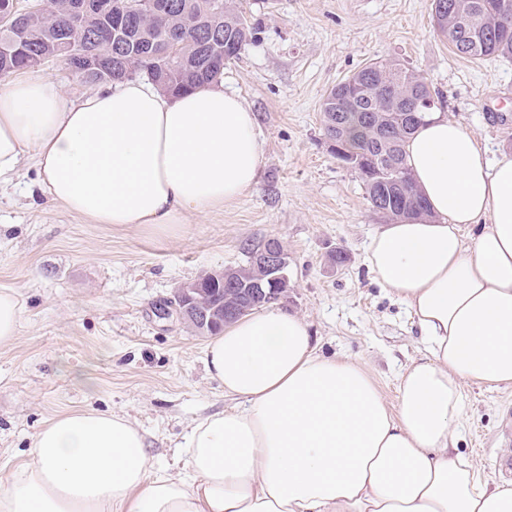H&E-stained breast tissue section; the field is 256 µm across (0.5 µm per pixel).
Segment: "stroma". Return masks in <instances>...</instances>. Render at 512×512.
I'll return each instance as SVG.
<instances>
[{
    "instance_id": "stroma-1",
    "label": "stroma",
    "mask_w": 512,
    "mask_h": 512,
    "mask_svg": "<svg viewBox=\"0 0 512 512\" xmlns=\"http://www.w3.org/2000/svg\"><path fill=\"white\" fill-rule=\"evenodd\" d=\"M259 22L224 69V89L253 113L264 144L254 191L189 218L180 233L95 224L32 199L24 158L0 188V288L20 289L17 340L0 346V478L25 460L42 425L70 409L127 416L159 465L172 464L189 423L231 408L204 363L207 337L170 312L174 291L245 264L277 239L288 254L280 309L304 318L320 353L360 360L388 403L398 377L424 355L407 310L378 284L366 249L381 217L354 172L330 154L324 94L366 63L396 59L426 77L449 120L488 155L512 151V60L454 53L431 23V0H243ZM348 255L336 265L330 255ZM458 448L491 478L511 481L512 387L468 385Z\"/></svg>"
}]
</instances>
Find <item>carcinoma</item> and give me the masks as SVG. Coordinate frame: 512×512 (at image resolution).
<instances>
[{"mask_svg":"<svg viewBox=\"0 0 512 512\" xmlns=\"http://www.w3.org/2000/svg\"><path fill=\"white\" fill-rule=\"evenodd\" d=\"M58 0H40L41 9L14 17L12 27L0 28V79L16 70L36 67L52 58L84 83L112 85L130 79V58H138L136 76L152 80L167 70L163 91L178 95L219 81L224 66L238 58L253 39L256 26L238 0H171L163 15L146 9L134 13L124 34L115 36L100 26L96 0L80 26L59 11ZM480 0H432L435 28L454 29L453 50L470 59L512 58V0H488L495 14H480ZM168 29L179 31L180 57L170 61L161 41ZM70 40L87 57L75 66L56 43ZM432 92L425 77L395 59L372 62L343 79L322 99L320 112L330 153L362 182L371 209L390 221L426 211L406 159L405 145L422 122ZM228 281L205 285L208 303L229 301L237 314L248 315L267 305L263 295L240 288L267 287L265 274L250 263L234 269Z\"/></svg>","mask_w":512,"mask_h":512,"instance_id":"1","label":"carcinoma"}]
</instances>
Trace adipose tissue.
Returning <instances> with one entry per match:
<instances>
[{
  "mask_svg": "<svg viewBox=\"0 0 512 512\" xmlns=\"http://www.w3.org/2000/svg\"><path fill=\"white\" fill-rule=\"evenodd\" d=\"M406 153L429 212L380 226L366 256L426 350L395 406L358 361L322 355L304 319L269 308L209 341L208 374L235 405L190 423L176 473L129 419L74 409L0 483V512H512V484L457 448L465 386L512 387V153L487 159L438 112ZM26 155L66 211L174 235L252 193L263 143L218 82L167 96L132 79L71 100L29 69L0 82V183Z\"/></svg>",
  "mask_w": 512,
  "mask_h": 512,
  "instance_id": "ef3b65f1",
  "label": "adipose tissue"
}]
</instances>
